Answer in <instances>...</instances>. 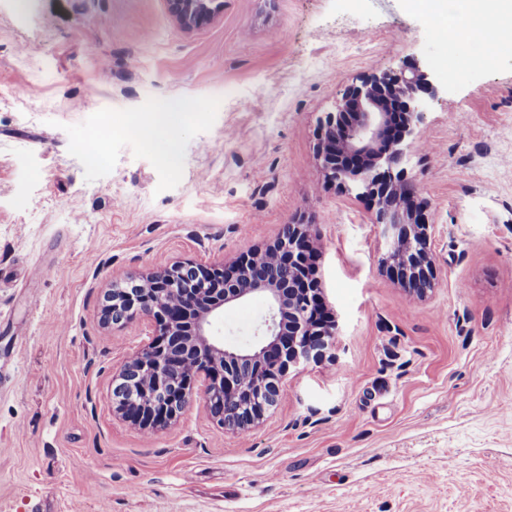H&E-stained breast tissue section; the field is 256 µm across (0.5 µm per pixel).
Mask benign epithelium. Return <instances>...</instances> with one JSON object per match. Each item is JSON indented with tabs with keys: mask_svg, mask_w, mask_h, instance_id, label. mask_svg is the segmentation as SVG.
<instances>
[{
	"mask_svg": "<svg viewBox=\"0 0 512 512\" xmlns=\"http://www.w3.org/2000/svg\"><path fill=\"white\" fill-rule=\"evenodd\" d=\"M175 20L191 29L215 13L214 0H168ZM431 91L419 63L396 72L373 74L345 86L332 112L319 121L317 160L326 179L369 201L387 251L383 265L419 298L436 286L429 224L411 207L414 186L405 167L423 123ZM403 105L399 130L381 147L389 127L384 108ZM280 261L262 265L260 255L242 256L232 265L193 259L142 275L143 288L131 296L112 289V323L123 328L147 323L142 347L116 373L136 374L143 392L138 403L115 397L113 410L143 432L174 424L191 401L202 396L226 430L259 424L268 409L266 386L276 394L287 387L290 367L319 356L340 335L320 297L314 276L313 226L302 218L283 225L274 245ZM256 296L266 314L245 349H226L213 328L224 308Z\"/></svg>",
	"mask_w": 512,
	"mask_h": 512,
	"instance_id": "1",
	"label": "benign epithelium"
}]
</instances>
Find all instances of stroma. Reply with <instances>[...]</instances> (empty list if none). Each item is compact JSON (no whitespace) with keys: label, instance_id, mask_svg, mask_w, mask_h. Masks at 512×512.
<instances>
[{"label":"stroma","instance_id":"35a3bbf8","mask_svg":"<svg viewBox=\"0 0 512 512\" xmlns=\"http://www.w3.org/2000/svg\"><path fill=\"white\" fill-rule=\"evenodd\" d=\"M483 50L464 61L412 0H223L192 31L166 0H0V512H512V48ZM415 59L436 89L408 165L423 298L316 160L341 87ZM176 101L168 160L130 128ZM299 215L334 348L249 431L200 397L152 435L119 418L141 338L103 323L107 293L232 263ZM264 311L214 332L247 345Z\"/></svg>","mask_w":512,"mask_h":512}]
</instances>
